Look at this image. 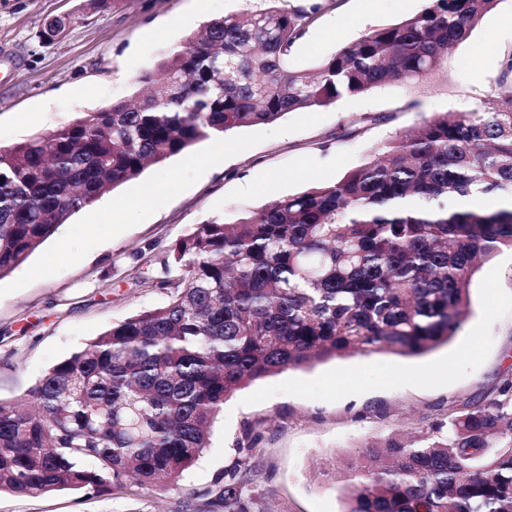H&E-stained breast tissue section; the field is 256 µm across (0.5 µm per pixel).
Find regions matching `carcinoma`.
I'll return each mask as SVG.
<instances>
[{
  "mask_svg": "<svg viewBox=\"0 0 512 512\" xmlns=\"http://www.w3.org/2000/svg\"><path fill=\"white\" fill-rule=\"evenodd\" d=\"M500 0H428L318 64L288 57L319 5L208 23L139 76L153 92L0 147V278L147 165L200 141L333 105L441 66ZM74 22L55 17L42 37ZM491 103L426 115L334 182L228 222L197 225L160 259V308L112 325L52 365L28 397L0 400V492L131 495L175 483L209 446L224 402L253 382L355 354L421 356L470 314L481 264L512 249V51ZM178 275L172 277V269ZM256 426L224 473V512H267L245 478ZM343 512H512V373L404 434L362 445L336 474Z\"/></svg>",
  "mask_w": 512,
  "mask_h": 512,
  "instance_id": "cac0c4a2",
  "label": "carcinoma"
}]
</instances>
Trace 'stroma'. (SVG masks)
<instances>
[{
  "mask_svg": "<svg viewBox=\"0 0 512 512\" xmlns=\"http://www.w3.org/2000/svg\"><path fill=\"white\" fill-rule=\"evenodd\" d=\"M318 4L289 63L312 69L372 29L421 11L426 0H278L283 9ZM265 0H0V146L129 101L138 78L207 22ZM76 21L66 37L42 41L45 20ZM512 0L498 6L412 86L386 84L321 109L205 140L190 156L148 166L75 214L19 268L0 278V399L24 398L46 370L139 311L163 306L165 290L137 287L157 276L160 257L196 225L226 221L310 180L335 181L373 158L417 113L462 109L485 98L512 49ZM415 100L418 112L360 132L361 119ZM471 313L448 343L422 356L364 354L321 361L260 379L236 392L214 423L210 446L177 484L132 496L56 491L0 494V512H224L215 495L238 457L235 441L260 423L251 476L275 512H341L340 488L325 470L393 431H410L451 400L491 391L512 370V251L484 262L471 283ZM469 360H462V353Z\"/></svg>",
  "mask_w": 512,
  "mask_h": 512,
  "instance_id": "35a3bbf8",
  "label": "stroma"
}]
</instances>
